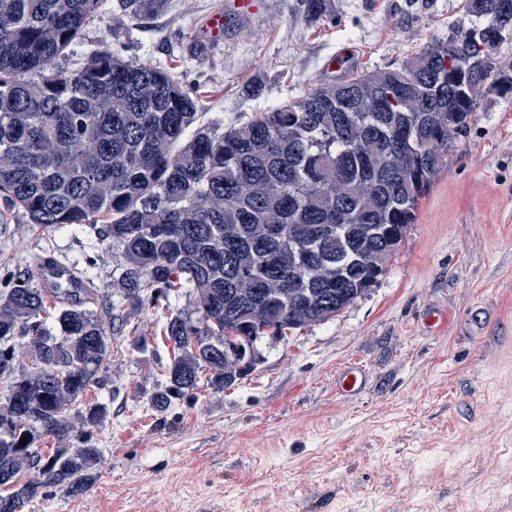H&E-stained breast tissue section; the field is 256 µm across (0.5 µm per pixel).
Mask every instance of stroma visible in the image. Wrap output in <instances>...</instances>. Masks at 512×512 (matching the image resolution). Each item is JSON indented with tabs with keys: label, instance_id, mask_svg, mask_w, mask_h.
I'll use <instances>...</instances> for the list:
<instances>
[{
	"label": "stroma",
	"instance_id": "obj_1",
	"mask_svg": "<svg viewBox=\"0 0 512 512\" xmlns=\"http://www.w3.org/2000/svg\"><path fill=\"white\" fill-rule=\"evenodd\" d=\"M225 0H171L136 21L100 0L55 67L98 50L170 70L199 98L201 123L232 124L331 79L341 48L352 69L394 67L459 20L461 0H331L309 20L304 0H251L221 37L205 23ZM266 77L261 96L240 88ZM93 268L99 295L119 288L118 252L88 227L44 232L0 200V289L35 280L41 255ZM132 313L112 338L108 404L93 431L103 463L83 492L52 489L23 512H512V95L487 90L467 136L420 202L385 274L336 317L264 335L235 386L200 385L164 413L151 395L173 347L169 309ZM445 309L448 328L423 319ZM368 372L359 395L336 374Z\"/></svg>",
	"mask_w": 512,
	"mask_h": 512
}]
</instances>
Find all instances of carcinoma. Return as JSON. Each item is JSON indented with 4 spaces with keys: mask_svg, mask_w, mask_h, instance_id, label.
<instances>
[{
    "mask_svg": "<svg viewBox=\"0 0 512 512\" xmlns=\"http://www.w3.org/2000/svg\"><path fill=\"white\" fill-rule=\"evenodd\" d=\"M313 21L328 0H304ZM464 0L448 39L396 66L324 81L239 125L199 123L198 98L169 71L107 50L63 75L54 62L93 20L99 0H0V198L41 228L100 225L119 251L120 304L97 311L47 300L29 281L0 291V486L9 512L53 488L80 492L102 462L91 429L107 405L83 409L104 384L111 336L130 314L185 288L198 317L173 310L164 412L199 374L235 385L224 337L250 347L327 321L365 297L398 250L420 201L468 134L495 84L483 43L512 39L511 8ZM132 19L169 0H122ZM54 315L63 336L50 335ZM59 350L68 370L49 381ZM77 434L43 457V435ZM36 471L32 479L24 474Z\"/></svg>",
    "mask_w": 512,
    "mask_h": 512,
    "instance_id": "1",
    "label": "carcinoma"
}]
</instances>
